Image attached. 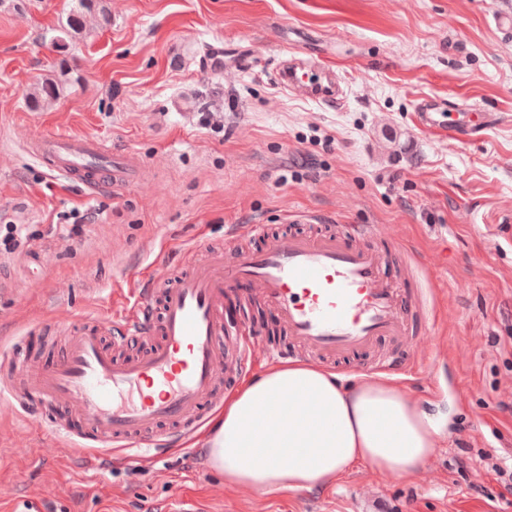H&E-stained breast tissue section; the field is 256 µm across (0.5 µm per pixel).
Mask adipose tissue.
<instances>
[{
	"label": "adipose tissue",
	"mask_w": 512,
	"mask_h": 512,
	"mask_svg": "<svg viewBox=\"0 0 512 512\" xmlns=\"http://www.w3.org/2000/svg\"><path fill=\"white\" fill-rule=\"evenodd\" d=\"M437 442L432 414L397 385L373 376L347 385L300 359L242 380L193 440L226 483L263 492H310L358 463L411 476Z\"/></svg>",
	"instance_id": "obj_1"
}]
</instances>
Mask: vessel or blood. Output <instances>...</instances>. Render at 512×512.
<instances>
[{"label":"vessel or blood","mask_w":512,"mask_h":512,"mask_svg":"<svg viewBox=\"0 0 512 512\" xmlns=\"http://www.w3.org/2000/svg\"><path fill=\"white\" fill-rule=\"evenodd\" d=\"M300 49L280 57L274 79L284 90L340 106L343 90L333 69L318 65L299 75ZM418 122L448 140L469 133L440 110L435 99L418 104ZM33 151L57 173L86 187L120 190L139 180V163L129 155L103 153L85 136L47 135ZM244 232L263 238L254 251L211 252L206 261L185 257V271L172 284L152 280L138 289L119 320L91 318L70 334L63 354L46 366L30 358L6 361L0 355V398L18 404L36 395L43 406L66 405L82 420L96 455L144 445L154 429L174 426L184 433L197 426L217 388L246 371L251 333L245 325L224 321L226 292L251 285V294L272 310L293 346L320 364H334L374 352L386 339L406 345L412 321H425L432 305L422 289L398 287L386 275L388 254L374 245L367 225L317 233L267 235L262 224ZM115 330L120 339L145 344L144 353L118 358L102 343Z\"/></svg>","instance_id":"1"}]
</instances>
